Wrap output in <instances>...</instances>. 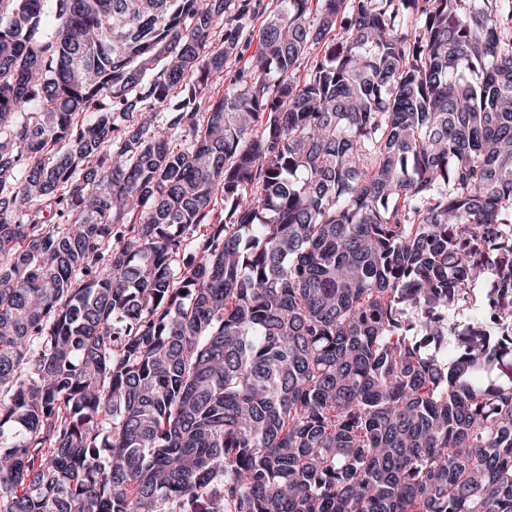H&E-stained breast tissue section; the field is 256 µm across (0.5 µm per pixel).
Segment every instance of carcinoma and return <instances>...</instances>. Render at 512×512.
I'll list each match as a JSON object with an SVG mask.
<instances>
[{
    "label": "carcinoma",
    "mask_w": 512,
    "mask_h": 512,
    "mask_svg": "<svg viewBox=\"0 0 512 512\" xmlns=\"http://www.w3.org/2000/svg\"><path fill=\"white\" fill-rule=\"evenodd\" d=\"M311 2L0 0V512H512V40Z\"/></svg>",
    "instance_id": "carcinoma-1"
}]
</instances>
